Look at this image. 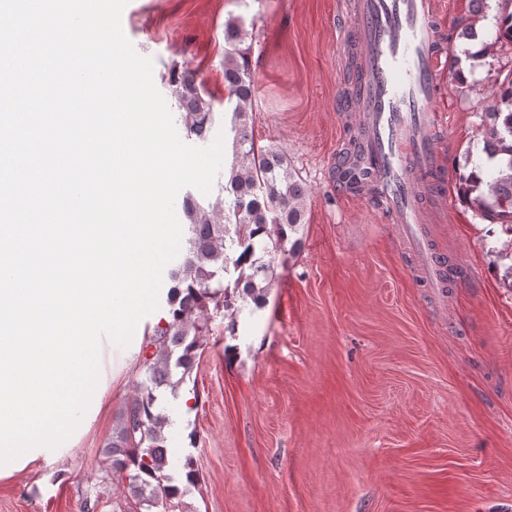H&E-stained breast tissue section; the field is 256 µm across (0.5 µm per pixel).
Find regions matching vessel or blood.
Listing matches in <instances>:
<instances>
[{
  "label": "vessel or blood",
  "instance_id": "obj_1",
  "mask_svg": "<svg viewBox=\"0 0 512 512\" xmlns=\"http://www.w3.org/2000/svg\"><path fill=\"white\" fill-rule=\"evenodd\" d=\"M436 15L437 0H354L338 38L360 66L342 109L368 146L374 183L365 193L399 225L423 279L438 284L445 264L419 235L429 220L422 185L439 168L436 132L445 122L436 108L446 52Z\"/></svg>",
  "mask_w": 512,
  "mask_h": 512
}]
</instances>
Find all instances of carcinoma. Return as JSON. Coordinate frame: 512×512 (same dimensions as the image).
Masks as SVG:
<instances>
[{
    "mask_svg": "<svg viewBox=\"0 0 512 512\" xmlns=\"http://www.w3.org/2000/svg\"><path fill=\"white\" fill-rule=\"evenodd\" d=\"M487 0H473L470 20L462 23L458 38L476 37V24L485 17ZM248 32L238 17L224 22V86L228 101L235 102L231 116L233 161L224 183V205L200 203L185 196L183 211L188 224V254L171 268L167 291L169 318L146 336L144 348L153 350L146 362V379L123 411L103 450L102 480L128 490L127 506L138 512H179V488L169 473L171 461L165 446L168 417L156 408L157 391L172 386L173 372L183 381L199 358L201 339L208 331L209 305L235 319L238 302L266 303L271 287V249L285 243L296 252L302 247L300 229L306 224V185L288 165L285 154L256 145L251 129V103L255 80L248 58L240 49ZM174 97L182 110L187 135L207 141L216 120L210 101L197 84L196 71L184 68L169 75ZM488 160L501 158L496 174L485 178L476 163L460 176V188L479 214L512 232V69L496 84L494 104L482 128ZM364 145L356 138L337 168V182L357 191L365 183Z\"/></svg>",
    "mask_w": 512,
    "mask_h": 512,
    "instance_id": "obj_1",
    "label": "carcinoma"
}]
</instances>
